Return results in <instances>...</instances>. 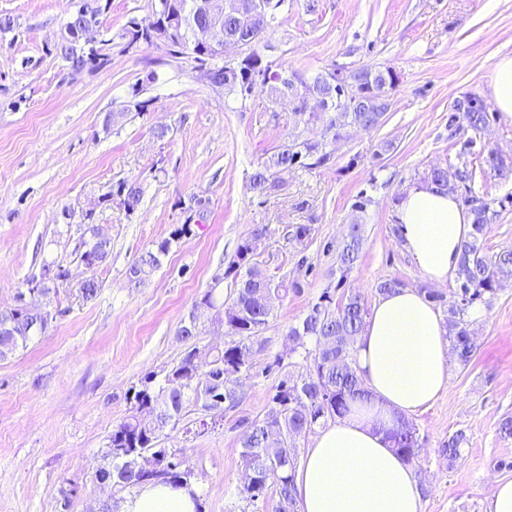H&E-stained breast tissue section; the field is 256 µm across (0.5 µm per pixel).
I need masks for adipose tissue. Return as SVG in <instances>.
I'll return each instance as SVG.
<instances>
[{"instance_id": "1", "label": "adipose tissue", "mask_w": 512, "mask_h": 512, "mask_svg": "<svg viewBox=\"0 0 512 512\" xmlns=\"http://www.w3.org/2000/svg\"><path fill=\"white\" fill-rule=\"evenodd\" d=\"M399 238L432 285L445 284L471 230L456 195L418 183L399 202ZM441 316L425 292L380 296L355 344L367 398L329 421L296 466L300 512H423L415 471L389 439L400 421L431 405L448 384L450 357ZM190 487L146 484L119 512H194Z\"/></svg>"}]
</instances>
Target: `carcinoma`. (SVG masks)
<instances>
[{
	"label": "carcinoma",
	"mask_w": 512,
	"mask_h": 512,
	"mask_svg": "<svg viewBox=\"0 0 512 512\" xmlns=\"http://www.w3.org/2000/svg\"><path fill=\"white\" fill-rule=\"evenodd\" d=\"M194 0H180L188 24L196 29H205L211 24L208 16L195 12ZM256 0H224V34L243 35V17L239 5ZM106 10L102 0H82V5L64 25L57 54L74 70L88 64L95 65L100 53L94 47L75 48L68 34L88 19L100 17ZM164 12L154 8L141 20L133 19L119 34L132 42L154 45L163 37L161 28ZM245 66L221 62L214 65L209 82L224 89L227 95H239V86L244 82L247 68L264 75L265 86L272 100L288 98L294 104V114L304 125H315L322 121L325 132L333 133V140L342 137L341 130L352 125L364 130L378 127L388 109L389 90L394 87L392 68L363 67L356 71L338 69L333 80L313 85H297L294 78L298 72L279 68L274 70L263 57L253 50ZM323 99L321 111H308V99ZM453 118H461L474 132L482 130L489 122L486 105L473 94H465L454 101ZM331 152L326 143L316 137H293L278 148L253 173L252 189L266 195L277 188L276 174L295 167L308 168L327 163ZM492 177L500 180L512 179V157L498 152H488L484 159ZM475 170L463 163L446 167L432 166L421 181L440 190L461 192V202L466 207L472 224L470 237L463 243L456 270L457 288L448 301V340L457 361L466 365L473 357L475 342L469 330V315L476 305H490L501 281L512 278V248L506 247L494 254L483 250L481 237L487 224L499 211L512 206V194L502 199L479 196L472 190ZM123 189L121 203L132 213L140 204L142 188L135 183L121 181ZM96 225L83 227L85 250L79 258L95 268L104 263L111 252V242H99L95 238ZM266 229L258 228L236 248L228 262L224 277L232 278L233 289L222 302H217L213 292L204 294L202 302L215 310V320L224 328L231 340L224 349L212 355L208 361L209 371L222 377L220 387L213 386L206 372L195 367L192 356L198 352L193 347L186 351L180 361L169 369L163 380L148 374L129 397L131 414L112 428L108 436L102 463L94 473V479L108 477L112 486L120 489L151 482L146 477L147 456L130 459L129 448H160L169 432L177 428L185 410L192 406L200 413H223L234 407L239 400L242 378L250 375L253 368L254 340L264 331L272 317L274 301L288 293L298 294L302 286L298 281L275 280L253 262L257 243ZM362 243L360 225L350 226L339 250V261L350 268L358 258ZM171 240L157 245L156 249L142 253L128 269V278L143 282L160 268L162 258L169 252ZM246 272H241V269ZM69 271L52 260L43 262L40 276L27 281V291L33 290L47 297L59 283L68 279ZM25 294L15 297V305L0 309V358L4 359L19 348L27 347L35 336L47 332L53 316L51 312H36L28 307ZM368 315L364 297L354 291L335 298L329 291L323 292L316 302L310 304L297 323L289 326L288 340L291 352H305L306 374L296 378L288 373L269 391L271 403L269 413L261 420L246 423L242 436L241 457L244 470L256 477V486L241 489L243 499L257 509L266 507L269 490L277 495L273 512H299L294 494V470L297 461V441L316 426L334 420L350 412L351 406L365 396L360 376L353 366L356 336L364 327ZM314 343L315 348L307 345ZM393 448L409 463L419 454L417 428L403 421L391 434ZM465 435L459 431L448 437L445 444L448 465H453L461 456V445Z\"/></svg>",
	"instance_id": "carcinoma-1"
}]
</instances>
